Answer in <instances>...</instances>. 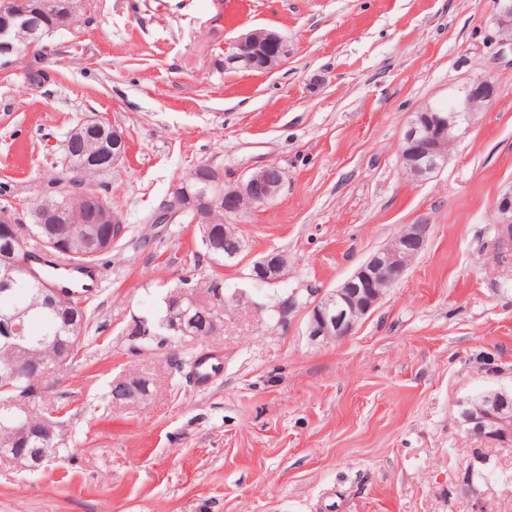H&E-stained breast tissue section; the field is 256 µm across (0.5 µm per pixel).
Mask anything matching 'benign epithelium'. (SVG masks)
<instances>
[{
    "mask_svg": "<svg viewBox=\"0 0 512 512\" xmlns=\"http://www.w3.org/2000/svg\"><path fill=\"white\" fill-rule=\"evenodd\" d=\"M496 12L493 22L500 32L512 35V0H495ZM38 2L21 12L0 9V66L7 68L16 64L22 54H32L41 38L20 43L16 40V29H32V17L37 13ZM288 41L279 32L256 28L243 34L231 48L224 52V67L242 70H258L270 73L288 60ZM498 88L487 78L477 77L468 85L464 98L446 108L427 106L415 113L408 122L401 145V160L404 170L415 177L423 178L435 172L446 161L455 131L460 122L467 120L486 102L495 97ZM88 131L100 132L98 153L91 158H80L73 145L85 137ZM70 166L77 169L95 168L98 172L110 171L124 158L126 144L123 134L115 127L106 129V123L92 120L79 125L70 134L68 142ZM197 180L212 187V195L204 200L205 205L224 204V218L237 217L248 208L267 203L278 195L284 183V172L275 164H266L250 172L237 183L224 185L223 176L208 165L195 172ZM60 191H70L86 200L85 215H72L60 208L53 217L55 224H119L107 206L92 188L84 189L81 183L70 179L58 185ZM197 196L187 185L176 181L170 191L167 205L154 217L156 224H171L177 216L189 213L193 223L201 224L204 233H210L203 224L204 210ZM497 210L496 262L505 264L501 257L512 253V192L500 198ZM429 225L413 224L402 230L386 246L370 255L342 285L328 293H318L306 303L310 311L308 336L325 342L338 341L351 335L358 322L379 302L385 290L402 280L414 259L425 249ZM23 247L18 239L15 214L7 207H0V270L3 283L11 275L25 276L27 263L22 261ZM286 258L279 253H270L254 262L249 278L261 284H275L284 279ZM176 319L168 326L171 335L179 338H202L216 329L215 309L199 322L192 309L200 302L181 289L178 296L169 299ZM48 370L30 369L28 381L15 382V371L7 370L0 375V391L9 393L5 406L27 411L32 400L44 392ZM128 388V399H136L148 391L150 379L143 376H128L122 380ZM507 400L505 391L497 390L487 398L485 406L476 414L464 418L462 426L472 438L488 445L507 448L512 445V415L504 412L501 404ZM42 434L41 428L21 427L10 433L6 457L28 467L39 466L56 457L52 448L26 450L21 444L34 435Z\"/></svg>",
    "mask_w": 512,
    "mask_h": 512,
    "instance_id": "7a95c632",
    "label": "benign epithelium"
}]
</instances>
